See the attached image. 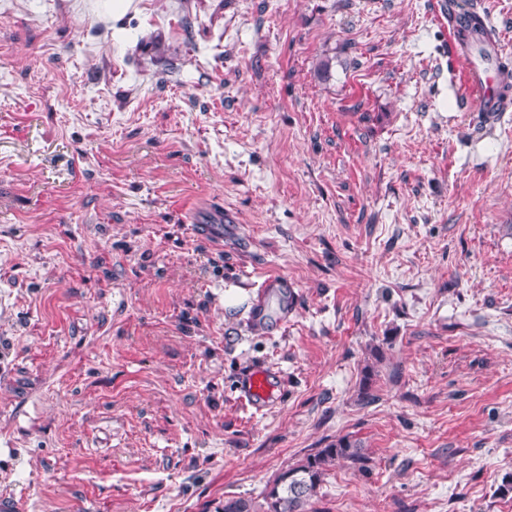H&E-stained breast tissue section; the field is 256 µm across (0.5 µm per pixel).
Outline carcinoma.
I'll use <instances>...</instances> for the list:
<instances>
[{"mask_svg": "<svg viewBox=\"0 0 512 512\" xmlns=\"http://www.w3.org/2000/svg\"><path fill=\"white\" fill-rule=\"evenodd\" d=\"M341 460L360 472L368 471L369 457L362 442L349 435L340 436L299 464L279 472L265 489V512H308L307 506L328 471Z\"/></svg>", "mask_w": 512, "mask_h": 512, "instance_id": "carcinoma-1", "label": "carcinoma"}]
</instances>
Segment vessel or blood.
I'll return each instance as SVG.
<instances>
[{
  "label": "vessel or blood",
  "mask_w": 512,
  "mask_h": 512,
  "mask_svg": "<svg viewBox=\"0 0 512 512\" xmlns=\"http://www.w3.org/2000/svg\"><path fill=\"white\" fill-rule=\"evenodd\" d=\"M480 8L467 11H452L447 15L449 53L462 59L465 64L463 88L472 111L504 112L512 107V92L506 91L499 77L497 64L498 53H491L489 60H480L472 46L462 39V29L472 16L480 15ZM193 222L199 223L202 232L215 239H222L224 226L232 222L233 216L226 212L223 204L211 202L205 207L195 210ZM274 396V388L270 382L268 371L257 368L243 381L240 397L245 408L251 413L261 412Z\"/></svg>",
  "instance_id": "vessel-or-blood-1"
}]
</instances>
